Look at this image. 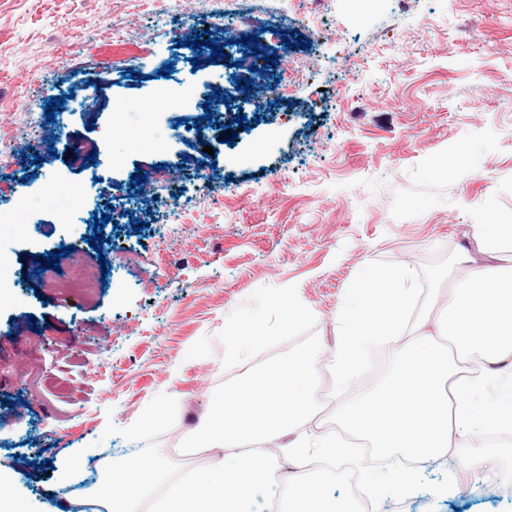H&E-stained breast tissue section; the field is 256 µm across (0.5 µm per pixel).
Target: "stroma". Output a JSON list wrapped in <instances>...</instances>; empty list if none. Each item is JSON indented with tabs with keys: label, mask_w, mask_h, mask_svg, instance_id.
I'll return each mask as SVG.
<instances>
[{
	"label": "stroma",
	"mask_w": 512,
	"mask_h": 512,
	"mask_svg": "<svg viewBox=\"0 0 512 512\" xmlns=\"http://www.w3.org/2000/svg\"><path fill=\"white\" fill-rule=\"evenodd\" d=\"M360 10V0H0V210L24 214L0 223V248L18 259L0 286V480L21 512L98 502L103 462L207 473L191 443L216 392L249 367L334 353L336 313L375 269L408 270L423 302L447 292L468 273L458 254L477 226L512 220V0ZM202 21L260 34L278 50L276 72L298 73L279 100L231 99L228 116L246 118L234 137L221 133L226 116L204 118L221 70L191 63L186 42ZM282 27L308 48H281ZM102 76L88 123L71 94ZM162 83L182 110L155 98ZM46 97L62 98L88 150L103 148L102 167L33 163V140H52ZM179 123L214 135L211 186L183 163L192 138L168 140ZM137 173L152 179L153 212L130 191ZM57 181L82 187L76 223L46 205ZM109 202L127 219L103 227L107 275L83 296L46 288L36 258L63 249L80 266L76 244ZM287 298L308 311L291 326ZM253 319L268 343L230 363L226 328ZM320 436L350 456L325 469L329 496L350 497L346 474L369 486L393 464L354 445L324 403L284 440ZM469 454L462 442L421 468L413 495L382 492L380 512H512V491L470 474Z\"/></svg>",
	"instance_id": "stroma-1"
}]
</instances>
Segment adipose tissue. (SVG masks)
Segmentation results:
<instances>
[{
  "mask_svg": "<svg viewBox=\"0 0 512 512\" xmlns=\"http://www.w3.org/2000/svg\"><path fill=\"white\" fill-rule=\"evenodd\" d=\"M479 265L447 299L409 316L417 306L408 274L375 270L350 290L354 312L337 314L335 354L315 352L246 372L216 400L197 445L225 452L208 477H168L156 459L112 469L103 490L108 512H136L144 498L154 512H256L255 496L269 464L257 447L314 417L318 378L330 370L346 431L373 448H402L420 463L445 456L454 441L471 446L468 467L491 466L485 434L512 425V230L483 224L475 238ZM390 348L397 370L380 390L363 391L361 377L374 346ZM281 512H356L349 499L326 497L320 478L289 485Z\"/></svg>",
  "mask_w": 512,
  "mask_h": 512,
  "instance_id": "obj_1",
  "label": "adipose tissue"
}]
</instances>
